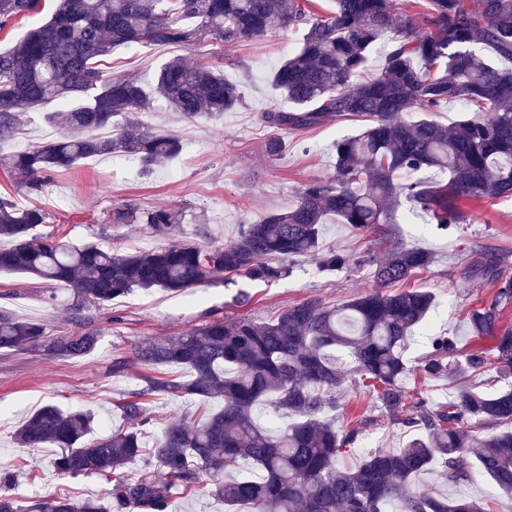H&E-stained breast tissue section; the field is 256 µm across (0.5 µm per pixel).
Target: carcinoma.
<instances>
[{
    "label": "carcinoma",
    "mask_w": 512,
    "mask_h": 512,
    "mask_svg": "<svg viewBox=\"0 0 512 512\" xmlns=\"http://www.w3.org/2000/svg\"><path fill=\"white\" fill-rule=\"evenodd\" d=\"M41 0H0V29L29 16ZM399 0H330L324 16L303 0H59L50 18L30 27L0 51V142L28 114L59 101L45 114L68 134L38 146L1 153L0 161L30 192L51 176L94 156L124 157L148 176L182 153L179 140L151 130L140 119L163 101L188 120L220 117L244 102L239 80L181 57L164 63L145 88L114 76L104 61L119 48L208 40L237 44L272 29L299 30L296 49L272 74L285 106L262 114L277 130H300L331 117L365 122L360 132L335 140V173L302 186L288 210L271 209L241 226L225 245L201 247L184 240L150 252H126L97 243L74 246L39 235L46 213L0 197V272L62 284L74 309L104 306L136 288L179 293L208 279L241 275L274 283L302 259L324 272L347 267L342 249L324 250L323 224L335 220L364 234L398 223L400 199L440 225L463 220L459 202L512 197V0H412V16ZM385 40L379 69L366 70L373 46ZM460 103L468 116L451 126L437 112ZM108 129V136L99 131ZM432 171L435 178L417 177ZM109 224H143L168 235L178 216L164 207L134 203L115 207ZM433 255L396 245L372 265L373 289L342 306L310 298L267 323L246 319L209 321L172 339L141 340L136 359L149 367L181 365L184 381L157 379L149 390L192 396L222 406L167 426L156 439L157 468L134 477L124 468L141 458L135 426L93 438V416L49 404L17 430L26 448L59 449L56 470L68 476L95 474L112 483V499L140 512H167L200 477L209 494L248 512H493L499 496H512V385L486 391L470 377L488 366L512 377V327L502 324L512 307V276L480 269L495 287L493 298L468 310L470 335L490 337L484 350H461L437 336L419 370L426 378L450 377L454 392L436 409L410 396L402 382L410 372L405 352L413 330L423 326L435 296L420 288L386 294L429 268ZM44 328L0 310V349H39L62 358L91 352L98 336L84 332L44 344ZM347 350L352 373L380 404L389 423L413 429L397 449L376 448L349 467L372 419L338 429L330 414L347 376L330 351ZM271 405L292 419L268 429L257 418ZM488 429L475 437L471 422ZM438 465L448 483L486 478L495 494L448 499L417 490L411 478ZM0 512H110L94 500L44 497L22 507L0 495Z\"/></svg>",
    "instance_id": "obj_1"
}]
</instances>
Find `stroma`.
I'll return each instance as SVG.
<instances>
[{
	"mask_svg": "<svg viewBox=\"0 0 512 512\" xmlns=\"http://www.w3.org/2000/svg\"><path fill=\"white\" fill-rule=\"evenodd\" d=\"M296 42V32L279 30L225 47L220 56L212 55L206 45L194 50L178 45L115 50L107 61L113 73L135 77L146 86L153 84L160 65L173 57L223 70L232 79L249 73L244 105L215 120L190 121L162 106L144 113L147 125L183 145L179 159L151 177H142L137 163L93 157L54 174L44 192L32 194L0 167V195L24 207L44 209L49 222L40 226V233L57 235L75 246L101 243L144 252L181 240L230 243L241 224L270 208L288 209L305 183L330 176L334 166L330 143L357 134L363 126L359 120L337 118L301 131L285 130L279 133L287 144L285 151L277 157L267 155L265 144L277 133L261 124L260 115L282 104L269 75ZM127 201L179 211L177 230L159 236L140 224L106 223L112 207ZM460 205L465 222L445 235L425 231L427 217L409 216L404 206L399 209L404 222L362 235L343 224H325L324 247L344 249L360 261L359 266L334 275L320 273L313 261L305 259L271 285L229 275L180 294L137 289L111 304L89 308L81 324L73 318L68 288L0 273V309L42 324L47 340L86 330L98 336L95 348L78 358L25 349L0 351V494L13 496L24 506L45 496L93 498L110 505L111 512H126L113 504L112 486L101 477L58 474L54 447L35 451L21 447L15 440L19 426L42 406L53 404L65 411L91 413L94 435L106 436L128 428L122 407L134 401L142 408L141 441L145 449H152L163 425L199 415L201 405L189 396L147 393V378L158 375L184 381L189 372L179 365L156 371L145 367L133 356L136 342L173 338L214 319L267 322L289 305L311 297L327 305L345 304L372 284L367 258L383 259L397 243L428 249L435 258L431 267L409 282L436 298L427 326L410 340L409 365L428 355L437 335L456 337L465 350L490 349L491 339L468 336L465 317L470 306L491 300L494 293L490 281L478 275V267L490 264L502 272L512 271V199L465 198ZM338 397L342 407L337 426L363 414L376 420L365 433L362 450L399 448L409 439L406 428L380 420L376 401L354 379H347Z\"/></svg>",
	"mask_w": 512,
	"mask_h": 512,
	"instance_id": "obj_1",
	"label": "stroma"
}]
</instances>
